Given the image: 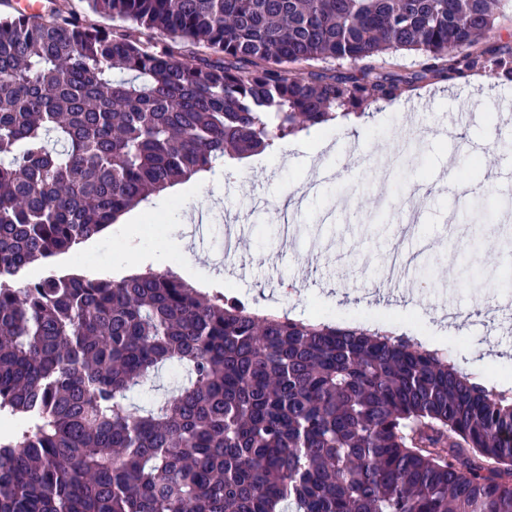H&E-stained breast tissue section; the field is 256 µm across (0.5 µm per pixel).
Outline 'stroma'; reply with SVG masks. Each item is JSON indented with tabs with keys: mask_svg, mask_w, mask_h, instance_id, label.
<instances>
[{
	"mask_svg": "<svg viewBox=\"0 0 512 512\" xmlns=\"http://www.w3.org/2000/svg\"><path fill=\"white\" fill-rule=\"evenodd\" d=\"M508 99L512 83L491 65L370 104L361 129L318 128L327 151L258 154L186 197L157 195L152 215L135 226L137 240L151 270L175 269L201 292L219 284L261 310L403 325L466 372L512 384V314L488 304L493 296L512 300V246L487 239L471 195L489 193L495 222L512 223V192L491 180L512 166V121L499 110ZM481 146L490 163L471 181L453 179ZM196 213L207 214L208 237L190 233ZM125 237V225H111L25 277L51 269L121 279L116 256ZM420 240L428 255L387 284L388 255L411 253ZM450 308L460 314L451 323Z\"/></svg>",
	"mask_w": 512,
	"mask_h": 512,
	"instance_id": "obj_1",
	"label": "stroma"
}]
</instances>
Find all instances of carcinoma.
<instances>
[{"label":"carcinoma","mask_w":512,"mask_h":512,"mask_svg":"<svg viewBox=\"0 0 512 512\" xmlns=\"http://www.w3.org/2000/svg\"><path fill=\"white\" fill-rule=\"evenodd\" d=\"M505 0H87L0 17V512H512V388L173 269L12 280L224 158L494 63ZM399 50L419 69L358 66ZM324 67H317V63ZM308 64L293 72L290 66ZM184 382L147 408L159 368ZM43 2V7L38 12L34 14H42L47 15L52 13L53 11H58L63 15H68L69 13H74L80 16H85L87 19H90L92 22L101 21V19L91 15L87 11L86 1L85 0H37ZM175 367L176 366L174 365L167 366L162 372L160 381L158 382V385H160V390H155L151 392H133L129 395V402L136 407H148V405L156 397L160 396L161 393L164 392V390L172 389L175 386H177L181 380V373L179 370L178 378L176 381H174L172 378V373L174 372Z\"/></svg>","instance_id":"1"}]
</instances>
